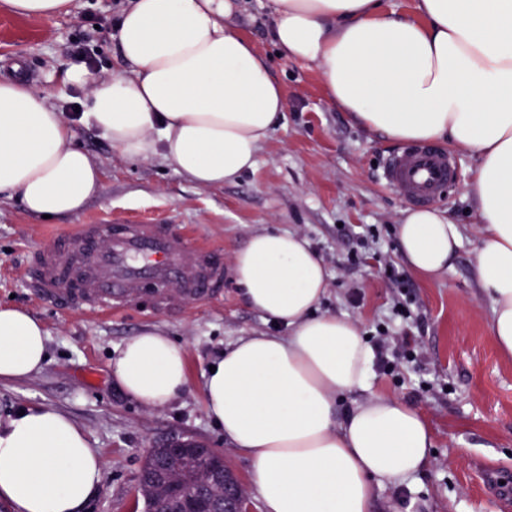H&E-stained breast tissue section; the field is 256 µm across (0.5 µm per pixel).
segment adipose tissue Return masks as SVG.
I'll return each instance as SVG.
<instances>
[{"label":"adipose tissue","mask_w":512,"mask_h":512,"mask_svg":"<svg viewBox=\"0 0 512 512\" xmlns=\"http://www.w3.org/2000/svg\"><path fill=\"white\" fill-rule=\"evenodd\" d=\"M273 39L320 69L330 104L396 143L444 142L477 157L467 191L480 216L474 278L490 301L489 329L512 356V0H417L419 20L382 0H271ZM233 0H131L117 23L126 75L83 66L62 84L91 86L80 122L129 157L162 155L204 186L252 169L285 108L267 64L229 23ZM74 122L24 79L0 81V194L30 213H74L101 193ZM399 251L431 282L462 234L434 209L406 213ZM249 307L282 336L231 342L204 376L205 409L251 463L263 512H371L376 487L410 486L432 430L407 402L374 391L373 351L359 324L316 315L325 267L296 234L260 232L234 259ZM49 335L25 310L0 308V383L40 372ZM114 384L162 406L188 383L185 351L154 330L108 363ZM351 397L346 410L340 398ZM104 462L83 428L48 406L0 422V503L11 512H83Z\"/></svg>","instance_id":"obj_1"}]
</instances>
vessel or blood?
<instances>
[{
  "instance_id": "b4317fda",
  "label": "vessel or blood",
  "mask_w": 512,
  "mask_h": 512,
  "mask_svg": "<svg viewBox=\"0 0 512 512\" xmlns=\"http://www.w3.org/2000/svg\"><path fill=\"white\" fill-rule=\"evenodd\" d=\"M448 152L411 145L393 153L385 179L411 205H425L449 187ZM35 294L104 315L155 286L160 306L182 309L221 293L224 259L202 240L180 241L165 219L131 214L98 216L55 233L27 270Z\"/></svg>"
}]
</instances>
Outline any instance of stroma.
<instances>
[{
	"label": "stroma",
	"mask_w": 512,
	"mask_h": 512,
	"mask_svg": "<svg viewBox=\"0 0 512 512\" xmlns=\"http://www.w3.org/2000/svg\"><path fill=\"white\" fill-rule=\"evenodd\" d=\"M129 0H75L66 16L17 18L0 10V80L23 71L28 84L59 108L84 103L89 88L62 89L58 71L73 66V42H82L98 79L126 72L114 32ZM268 0H240L232 24L265 58L284 91L285 111L262 142L252 170L220 186H202L159 155L133 159L98 130L77 124L74 141L100 167L102 192L76 213L46 219L26 212L18 199L0 200V307L25 310L49 335L48 359L30 378L0 384V420L18 408L44 405L72 416L98 448L104 480L86 512H144L135 507L146 451L180 436L223 452L245 490L250 512H262L250 487V463L225 440L203 404L209 364L229 343L255 334L284 335L242 298L234 257L261 230L291 232L308 240L327 271L320 313L356 320L371 337L386 319L394 289L383 262L392 260L413 285L411 309L421 358L386 374L375 366L376 391L421 412L433 431L426 465L408 490L378 488L375 512H504L500 498L482 491L475 474L484 461L512 480V359L489 334L490 306L480 295L473 267L480 222L467 180L476 165L465 149L453 150L456 181L433 207L458 224L462 243L448 272L423 282L399 254L395 228L409 206L380 175L397 145L362 129L350 113L328 104L316 67L286 59L276 46ZM138 211L167 219L178 233L205 238L224 255L221 296L189 309L162 313L146 305L89 317L37 299L24 277L34 253L53 233L94 216ZM343 224H371L378 255L345 269L349 252ZM154 328L182 346L188 385L172 402L151 407L129 399L108 380L111 356L142 330Z\"/></svg>",
	"instance_id": "35a3bbf8"
}]
</instances>
